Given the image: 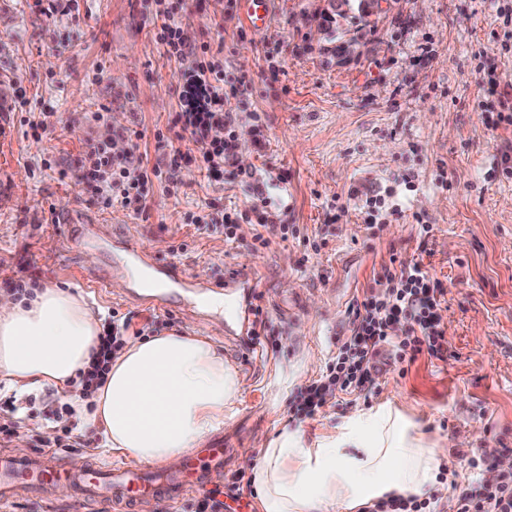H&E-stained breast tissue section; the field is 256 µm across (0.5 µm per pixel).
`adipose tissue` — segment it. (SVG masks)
I'll return each instance as SVG.
<instances>
[{
    "mask_svg": "<svg viewBox=\"0 0 512 512\" xmlns=\"http://www.w3.org/2000/svg\"><path fill=\"white\" fill-rule=\"evenodd\" d=\"M102 331L81 294L45 287L17 298L0 291V387L21 396L52 387L98 431L103 452L172 467L224 429L236 413L240 380L203 336L168 333L126 345L105 383L83 398ZM443 440L419 432L398 409L357 412L310 441L283 431L261 457L246 459L261 491L260 512H363L390 494L435 490Z\"/></svg>",
    "mask_w": 512,
    "mask_h": 512,
    "instance_id": "adipose-tissue-1",
    "label": "adipose tissue"
}]
</instances>
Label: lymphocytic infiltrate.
I'll return each mask as SVG.
<instances>
[{
	"label": "lymphocytic infiltrate",
	"mask_w": 512,
	"mask_h": 512,
	"mask_svg": "<svg viewBox=\"0 0 512 512\" xmlns=\"http://www.w3.org/2000/svg\"><path fill=\"white\" fill-rule=\"evenodd\" d=\"M155 4L154 15L161 20L155 39L184 67L174 125L189 134L207 172L223 171L239 148L234 134L236 117L224 108L231 97L224 86V48L208 43L187 45L182 37L186 4L175 8L166 6L165 0H155ZM218 129L224 130V137H215ZM183 158L180 151H170L164 165H153L138 149L116 156L109 139H92L86 144L76 182L90 185L93 200L103 208L119 205L139 211L145 208L154 181L174 182ZM375 283L376 291L352 300L350 334L339 339L325 372L299 390L296 415L313 417L329 399L364 391L381 357L399 365L412 364L422 354L442 357L444 290L432 281L422 261L390 257ZM131 328L127 318L100 336L90 365L78 375L85 394L94 393L103 383L112 357L130 340ZM451 507L453 512H512V469L499 471L493 482L460 487Z\"/></svg>",
	"instance_id": "lymphocytic-infiltrate-1"
}]
</instances>
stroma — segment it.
Listing matches in <instances>:
<instances>
[{
  "label": "stroma",
  "instance_id": "stroma-1",
  "mask_svg": "<svg viewBox=\"0 0 512 512\" xmlns=\"http://www.w3.org/2000/svg\"><path fill=\"white\" fill-rule=\"evenodd\" d=\"M78 4V13L48 17L36 0H0V131L13 142L12 200L0 204V291L8 277L74 288L105 317L207 337L235 366L241 393L221 432L223 464H206L200 488L177 501L153 498L154 512H195L234 476L252 481L242 456L260 457L283 428L312 440L387 404L427 438L512 455V177L502 174L512 126L498 120L512 97V22L500 13L512 0H390L368 21L343 20L362 46L342 67L327 62V38L299 22L325 0H272L260 34L244 24L238 0H190L185 40L223 42L224 81L237 87L236 172L215 179L183 162L175 187L154 184L142 212L93 203L75 174L101 110L110 130L142 132L140 149L150 163L161 160L154 133L173 124L183 68L156 43L144 0ZM26 110L52 113L49 129L21 124ZM270 168L279 182L266 189L268 210L283 211L306 237H275L258 249L242 173ZM282 182L291 193L284 208ZM372 195L388 205L376 216L362 207ZM239 211L246 217L231 241L187 221L193 212L219 223ZM84 221L111 225V240L81 252L64 243L68 225ZM423 223L432 228L426 238ZM128 239L204 283L229 271L252 278L267 336L237 343L233 321L176 299L161 310L142 306L122 267ZM393 254L422 259L445 291L443 358L419 356L404 374L387 366L371 390L293 419L298 388L320 376L349 332L353 296L374 288ZM107 263L114 285L102 290L92 276ZM122 279L127 287L116 288ZM17 404L20 435L6 447L21 455L41 453L75 422L55 391Z\"/></svg>",
  "mask_w": 512,
  "mask_h": 512
}]
</instances>
